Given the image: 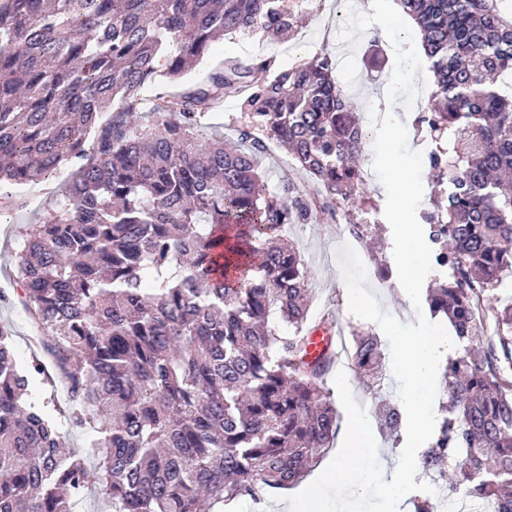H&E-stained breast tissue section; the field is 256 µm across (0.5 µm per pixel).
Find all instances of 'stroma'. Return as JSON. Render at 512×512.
I'll list each match as a JSON object with an SVG mask.
<instances>
[{
    "mask_svg": "<svg viewBox=\"0 0 512 512\" xmlns=\"http://www.w3.org/2000/svg\"><path fill=\"white\" fill-rule=\"evenodd\" d=\"M347 0H304L299 29L293 40L279 42L261 34H232L220 39L210 55L192 70L187 80L191 83L204 82L208 74L221 66L225 58L243 61L259 56H272L279 64L288 66L298 61L312 59L327 50L337 57L353 56L357 66L356 82L347 88L356 112L368 117L370 108L385 112V92L390 70L372 71L366 68L364 58L371 48H378L386 62L394 60V50L380 26H371L361 37L356 47L338 38L346 16ZM64 175H51L24 185H0V291L8 300L0 302V324L10 323L16 331L15 350L20 363H27L32 356L42 355L39 344L40 334L27 318L21 296L15 290L11 275L16 243L26 225L36 223L48 211L55 208L62 197ZM368 201L367 207L360 205L340 206L336 220L324 224H304L289 228L288 233L295 246L303 253L312 271V305L309 311L311 321L330 316L336 322L339 346L350 345L354 332L364 330L377 332L375 323L352 315L344 298L342 278L336 250L348 224H358L369 215L379 216L380 222L372 235L356 242L355 249L364 265L369 269L390 266V252L393 248L392 230L383 218L386 193L378 178L364 180L360 189ZM19 197L25 200L22 210L12 209L9 201Z\"/></svg>",
    "mask_w": 512,
    "mask_h": 512,
    "instance_id": "stroma-1",
    "label": "stroma"
}]
</instances>
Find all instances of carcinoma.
I'll return each mask as SVG.
<instances>
[{"label":"carcinoma","mask_w":512,"mask_h":512,"mask_svg":"<svg viewBox=\"0 0 512 512\" xmlns=\"http://www.w3.org/2000/svg\"><path fill=\"white\" fill-rule=\"evenodd\" d=\"M435 91L418 132L442 187L423 215L443 274L433 318L463 352L443 366L451 404L420 466L494 512H512V299L497 341L478 342L486 296L512 277V2L400 0ZM284 0H0V183L74 168L65 194L17 242L13 278L41 328L70 411L33 385L0 325V512H77L91 491L112 512H214L298 483L329 448L334 364L307 360L308 265L293 224L336 221L363 183L364 136L322 51L288 68L228 59L203 85L159 96L232 33L295 34ZM227 97L244 122L201 144ZM309 178L268 189L267 147ZM349 356L374 384L381 341ZM400 437L403 412L377 410ZM88 430L71 446L64 426Z\"/></svg>","instance_id":"obj_1"}]
</instances>
